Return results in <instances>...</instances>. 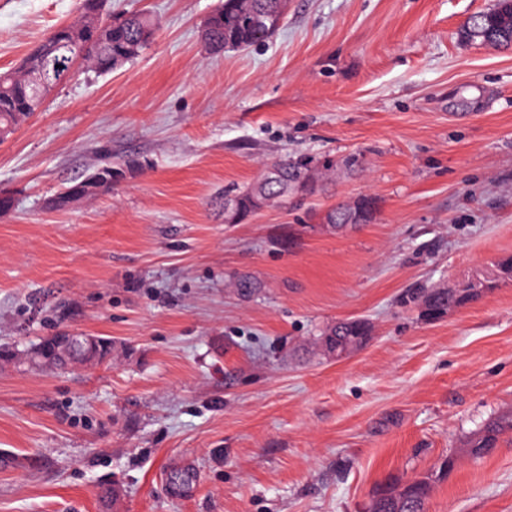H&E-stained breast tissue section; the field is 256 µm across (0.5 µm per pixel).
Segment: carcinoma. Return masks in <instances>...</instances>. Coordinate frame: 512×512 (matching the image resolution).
<instances>
[{"mask_svg": "<svg viewBox=\"0 0 512 512\" xmlns=\"http://www.w3.org/2000/svg\"><path fill=\"white\" fill-rule=\"evenodd\" d=\"M278 0H221L214 12V27L209 34L210 49H248L265 43L279 28ZM156 20L148 13H129L123 27L112 31V37L97 41V51L86 63L99 74L108 73L139 56L149 42L140 41L144 29ZM461 41L494 48H512V0H496L494 6L470 16L458 32ZM75 49L66 41L57 44L40 42L27 56V66L19 71L0 73V127H16L29 118L41 105L43 88L39 75L45 60L56 58L68 64ZM281 175L292 181L311 170L310 162L284 158L274 162ZM361 216L358 224H370L376 218L378 201L365 195L359 199ZM352 207L338 203L329 209L327 222L343 224L348 221ZM425 311L437 314L448 307L445 288H430L420 296ZM362 319H349L327 328L322 336L336 337L337 328L347 336H360ZM512 431V417L499 416L488 421L470 441L469 454L485 457L497 448L502 434ZM456 457L446 456L437 469L411 482L389 477L372 493L369 512H425L432 486L454 469Z\"/></svg>", "mask_w": 512, "mask_h": 512, "instance_id": "1", "label": "carcinoma"}]
</instances>
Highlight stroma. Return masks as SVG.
Returning <instances> with one entry per match:
<instances>
[{
	"label": "stroma",
	"mask_w": 512,
	"mask_h": 512,
	"mask_svg": "<svg viewBox=\"0 0 512 512\" xmlns=\"http://www.w3.org/2000/svg\"><path fill=\"white\" fill-rule=\"evenodd\" d=\"M218 3L112 0L154 15L151 45L76 67L0 141V344L112 341L96 368L0 359V512H366L451 451L426 512H512V433L466 453L512 415V280L444 317L407 300L512 256V49L458 37L493 0H291L264 45L215 54ZM79 14L0 0V72ZM286 156L359 164L225 223V192ZM104 160L111 190L51 208ZM363 195L373 223L322 229ZM348 318L368 345L319 355ZM512 431V417L499 416L488 421L470 441L468 453L480 458L491 455L497 448L502 434Z\"/></svg>",
	"instance_id": "stroma-1"
}]
</instances>
